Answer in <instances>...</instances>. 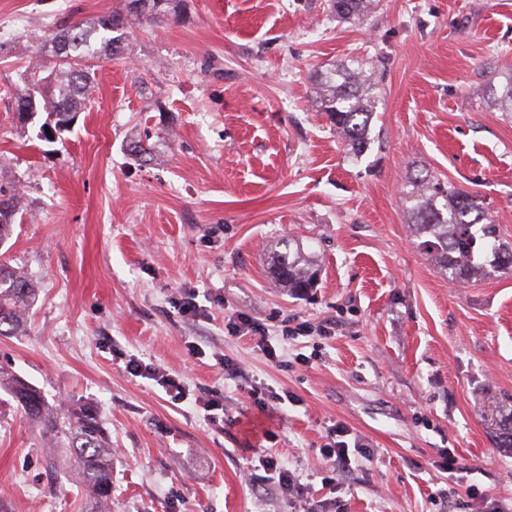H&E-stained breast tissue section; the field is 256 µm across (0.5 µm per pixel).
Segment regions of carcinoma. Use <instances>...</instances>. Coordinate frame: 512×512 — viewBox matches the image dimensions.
<instances>
[{"instance_id":"obj_1","label":"carcinoma","mask_w":512,"mask_h":512,"mask_svg":"<svg viewBox=\"0 0 512 512\" xmlns=\"http://www.w3.org/2000/svg\"><path fill=\"white\" fill-rule=\"evenodd\" d=\"M374 0H337L333 8L349 18L367 13ZM177 0H140L139 15L176 11ZM121 11H112L58 29L47 50L50 61L44 70L23 76L24 90L14 97L15 116L25 123L23 111L31 104L55 114L57 126L68 130L77 112L87 107L95 85V62L119 56L131 32ZM318 111L339 132L350 150L359 154L368 144L376 104L374 71L368 63L354 61L315 75ZM490 104L512 112V73L492 89ZM403 205L411 220L415 244L438 270L455 281L479 280L512 271V244L501 237L499 226L488 216L483 201L452 184L426 175L410 181ZM22 201L15 183L0 182V245L13 234L21 216ZM285 250H274L276 283L294 295L315 287L316 260L302 242H283ZM35 299V288L0 257V336L22 331L26 310ZM9 390L17 406L30 419L41 422L53 436L67 440L74 458L73 471L87 495L86 512H107L112 503V448L97 410L84 405L67 414L50 407L41 391L12 378ZM499 448L512 449V396L494 402L486 413Z\"/></svg>"}]
</instances>
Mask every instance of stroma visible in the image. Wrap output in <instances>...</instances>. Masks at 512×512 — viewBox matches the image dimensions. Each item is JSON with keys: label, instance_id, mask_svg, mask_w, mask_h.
Listing matches in <instances>:
<instances>
[{"label": "stroma", "instance_id": "stroma-1", "mask_svg": "<svg viewBox=\"0 0 512 512\" xmlns=\"http://www.w3.org/2000/svg\"><path fill=\"white\" fill-rule=\"evenodd\" d=\"M125 4L0 0V177L25 194L0 248L36 288L23 332L0 336V375L64 411L97 407L112 512H512V450L484 420L512 396V273L448 279L402 202L426 172L481 198L512 243V112L487 103L512 71V0H377L350 21L331 0H182L131 16L71 131L45 139L47 112L20 125L4 89L42 69L44 41ZM352 60L374 62L378 84L359 157L314 105L315 72ZM291 237L319 265L305 297L268 269ZM240 314L273 336L309 331L272 360L260 335L227 332ZM133 358L184 377L188 399L131 374ZM256 386L295 400L267 418ZM213 394L220 422L198 403ZM335 422L372 460L323 459ZM271 454L303 497L268 479ZM66 455L0 389V512H82L78 484L49 467Z\"/></svg>", "mask_w": 512, "mask_h": 512}]
</instances>
